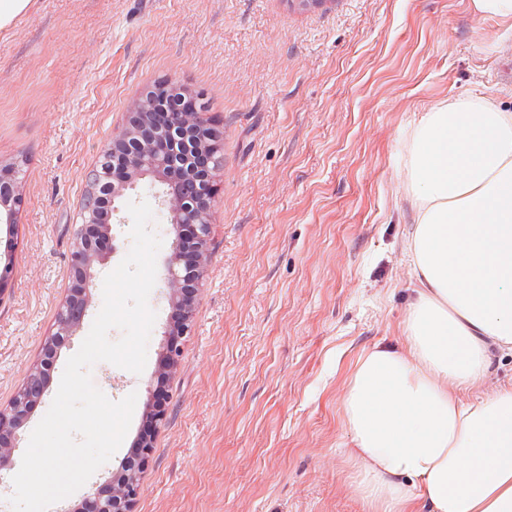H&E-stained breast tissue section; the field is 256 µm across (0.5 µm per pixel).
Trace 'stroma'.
Wrapping results in <instances>:
<instances>
[{"instance_id":"stroma-1","label":"stroma","mask_w":512,"mask_h":512,"mask_svg":"<svg viewBox=\"0 0 512 512\" xmlns=\"http://www.w3.org/2000/svg\"><path fill=\"white\" fill-rule=\"evenodd\" d=\"M167 79L203 92L223 165L194 331L179 340L134 512H361L341 397L360 352L395 342L406 316L409 132L455 96L511 110L512 29L473 15L469 0H33L0 32V162L23 169L17 221L0 223V408L53 328L97 155L132 98ZM159 194L128 195L150 204L162 240L145 369L90 370L111 400L136 393L128 433L51 512L120 470L154 400L172 314ZM120 217L90 322L132 246V218ZM83 340L61 349L17 432L0 512H13L29 436Z\"/></svg>"}]
</instances>
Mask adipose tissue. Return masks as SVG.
<instances>
[{
  "instance_id": "1",
  "label": "adipose tissue",
  "mask_w": 512,
  "mask_h": 512,
  "mask_svg": "<svg viewBox=\"0 0 512 512\" xmlns=\"http://www.w3.org/2000/svg\"><path fill=\"white\" fill-rule=\"evenodd\" d=\"M410 301L399 344L361 354L341 407L362 512H512V111L443 100L408 137ZM512 383V356L510 353H497L493 359L490 373L485 382V390Z\"/></svg>"
}]
</instances>
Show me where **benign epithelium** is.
I'll list each match as a JSON object with an SVG mask.
<instances>
[{"instance_id": "1", "label": "benign epithelium", "mask_w": 512, "mask_h": 512, "mask_svg": "<svg viewBox=\"0 0 512 512\" xmlns=\"http://www.w3.org/2000/svg\"><path fill=\"white\" fill-rule=\"evenodd\" d=\"M166 82L145 89L135 97L125 123L112 133L89 174V186L81 209V222L71 251L70 285L59 304L55 326L46 338L41 359L32 365L10 405L0 409V463H10L17 430L31 410L42 402L59 351L84 325L92 299L96 267L105 260L104 243L112 238L116 202L126 191L146 179L163 186L162 205L175 233L167 263L166 287L175 322L173 332L188 336L193 327V298L207 266L211 245L212 179L220 167L176 166L178 150L192 149L214 155L219 135L208 122L202 95L182 114L179 123L158 119L152 111ZM21 169L16 163L0 166V223L14 224L21 202ZM180 350L172 345L161 362L158 375L169 376L176 368ZM145 461L114 475L96 492L74 505L71 512H134L140 493Z\"/></svg>"}]
</instances>
